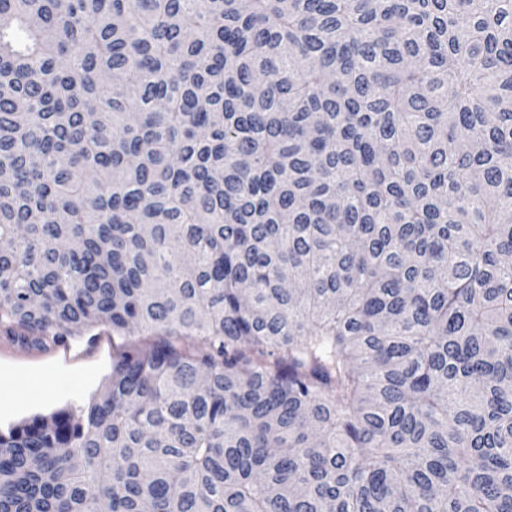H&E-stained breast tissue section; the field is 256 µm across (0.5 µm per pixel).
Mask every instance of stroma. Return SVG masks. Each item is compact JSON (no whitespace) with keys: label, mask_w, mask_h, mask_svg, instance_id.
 Returning a JSON list of instances; mask_svg holds the SVG:
<instances>
[{"label":"stroma","mask_w":512,"mask_h":512,"mask_svg":"<svg viewBox=\"0 0 512 512\" xmlns=\"http://www.w3.org/2000/svg\"><path fill=\"white\" fill-rule=\"evenodd\" d=\"M117 344L110 327L95 325L81 336L42 349L11 341L0 332V431L59 410L80 411L112 373Z\"/></svg>","instance_id":"1"}]
</instances>
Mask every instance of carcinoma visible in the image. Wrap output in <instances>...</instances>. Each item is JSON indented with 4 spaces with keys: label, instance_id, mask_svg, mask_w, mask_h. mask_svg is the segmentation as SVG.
Segmentation results:
<instances>
[{
    "label": "carcinoma",
    "instance_id": "cac0c4a2",
    "mask_svg": "<svg viewBox=\"0 0 512 512\" xmlns=\"http://www.w3.org/2000/svg\"><path fill=\"white\" fill-rule=\"evenodd\" d=\"M99 323L0 512H512V0H0V329Z\"/></svg>",
    "mask_w": 512,
    "mask_h": 512
}]
</instances>
